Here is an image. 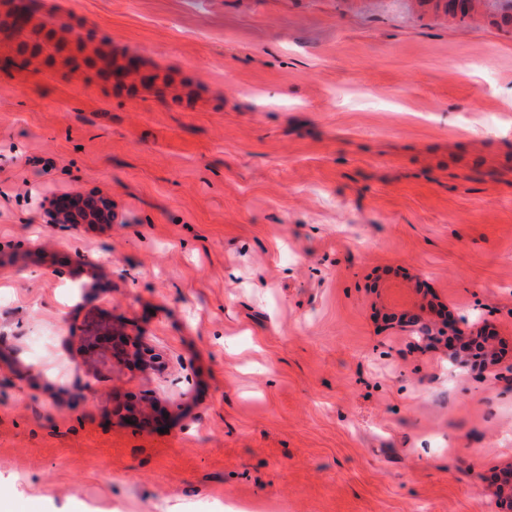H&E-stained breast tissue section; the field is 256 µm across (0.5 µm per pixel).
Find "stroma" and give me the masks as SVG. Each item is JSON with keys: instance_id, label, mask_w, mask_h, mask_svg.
Instances as JSON below:
<instances>
[{"instance_id": "stroma-1", "label": "stroma", "mask_w": 512, "mask_h": 512, "mask_svg": "<svg viewBox=\"0 0 512 512\" xmlns=\"http://www.w3.org/2000/svg\"><path fill=\"white\" fill-rule=\"evenodd\" d=\"M172 94L0 40V492L27 512H492L512 351V0H33ZM111 198L54 224L53 196ZM159 371L93 367L95 327ZM130 398L171 412L128 423ZM431 314H433V310L430 306L426 316L417 315L411 323L402 325L412 346L426 348V343L430 341L436 343L430 348H437L442 343L440 342L441 337H452L453 345L448 346V338L444 342L445 355L448 357V363L452 369L473 370L478 368L486 372L492 371L495 362L492 360L494 354L490 336H481L482 334L479 332L474 333L470 329L469 318L466 315H459L453 318V322L442 324L433 319ZM483 339H485L484 342ZM479 343H483L482 347ZM464 344H473V347L463 349L461 346Z\"/></svg>"}]
</instances>
